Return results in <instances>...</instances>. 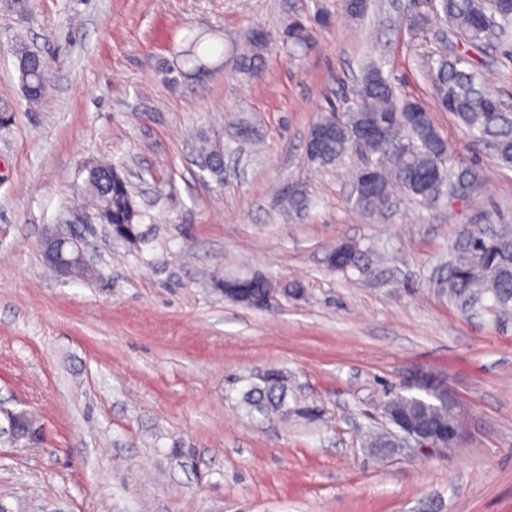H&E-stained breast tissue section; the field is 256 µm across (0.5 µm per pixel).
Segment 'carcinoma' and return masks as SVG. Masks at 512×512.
<instances>
[{"label":"carcinoma","mask_w":512,"mask_h":512,"mask_svg":"<svg viewBox=\"0 0 512 512\" xmlns=\"http://www.w3.org/2000/svg\"><path fill=\"white\" fill-rule=\"evenodd\" d=\"M437 12L461 41L464 51L452 57H439L429 66L427 77L437 103L455 115L474 142L492 150L500 166L512 168V113L488 89L487 78L479 71L466 49L497 45L508 48L512 56V0H440ZM310 33L302 24L288 29L291 54L308 48ZM202 38L194 37L183 51L185 63L194 69L205 67L197 53ZM255 36L248 40V52L241 65L258 76V50ZM24 96L42 99L31 88L45 84L42 56L24 47L15 52ZM423 106L415 98L399 96L396 87L374 63L365 65L354 97L342 110L322 113L312 124L308 141L317 143L313 162L320 166L336 164L353 146L365 151L363 167L381 171L383 181L365 182L362 170L353 175L354 204L362 212L386 218L393 210L394 189L399 188L415 200L433 207L450 198H471L484 189L481 170L456 156L431 117L410 121L409 111ZM87 169L98 174L84 180L92 210L101 211L100 222L112 229L138 234L139 214L129 182H112L113 166L91 163ZM356 250L342 245L328 255L330 265L346 269L355 264ZM439 288L448 299L465 311L480 308L499 313L512 308V229L503 225L490 229L476 224L460 226L448 251V273L439 279ZM248 410L267 416L288 413V390L279 376L268 373L261 383L243 394ZM449 404L439 399L427 401L397 394L384 405V412L434 425H457L459 416L448 411ZM397 442L391 433L369 436L368 447L390 452Z\"/></svg>","instance_id":"carcinoma-1"}]
</instances>
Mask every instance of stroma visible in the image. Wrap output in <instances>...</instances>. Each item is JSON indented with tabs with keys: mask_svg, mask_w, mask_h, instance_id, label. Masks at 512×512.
Wrapping results in <instances>:
<instances>
[{
	"mask_svg": "<svg viewBox=\"0 0 512 512\" xmlns=\"http://www.w3.org/2000/svg\"><path fill=\"white\" fill-rule=\"evenodd\" d=\"M0 0V512H512V312L466 314L436 280L463 224H512V170L426 79L455 41L427 0ZM311 31L290 57L289 22ZM269 41L261 75L236 46ZM211 51L180 66L190 38ZM45 61L29 102L12 47ZM380 60L482 171L483 194L428 210L401 197L385 219L354 205L350 150L312 163L309 129ZM512 107V58L474 54ZM246 121L249 139L236 127ZM224 172L200 166L201 141ZM109 161L140 211L136 246L86 231L92 271L58 277L43 238L74 222L84 168ZM297 186L288 210L276 190ZM341 244L355 267L332 268ZM300 283L269 310L226 301L218 281ZM276 371L299 411L251 414L242 394ZM448 389L466 440L448 455L375 454L382 405L418 374ZM28 413L34 439H9Z\"/></svg>",
	"mask_w": 512,
	"mask_h": 512,
	"instance_id": "obj_1",
	"label": "stroma"
}]
</instances>
